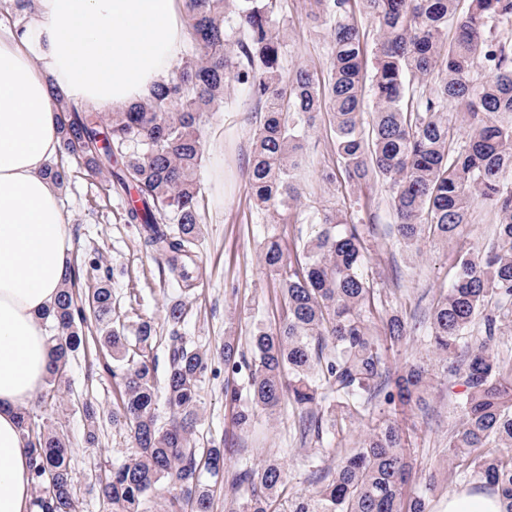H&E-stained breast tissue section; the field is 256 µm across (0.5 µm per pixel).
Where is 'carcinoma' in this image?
Segmentation results:
<instances>
[{
  "instance_id": "1",
  "label": "carcinoma",
  "mask_w": 512,
  "mask_h": 512,
  "mask_svg": "<svg viewBox=\"0 0 512 512\" xmlns=\"http://www.w3.org/2000/svg\"><path fill=\"white\" fill-rule=\"evenodd\" d=\"M192 50L181 57L150 98L111 113L101 127L92 106L55 92L63 148L93 174L106 170L109 191L130 200L122 217L139 228L152 257L191 288L205 200L198 173L205 162L202 127L234 83L254 103L252 151L246 170L255 208L277 213L298 206L296 171L317 116H328L346 181L356 190L383 182L399 243L421 253L426 242L456 246L454 279L439 291L426 319L425 354L391 376V356L411 336L409 323L388 311L364 273L368 246L360 225L334 209L317 217L318 231L284 251L277 222L260 247L266 272L278 278L284 310L278 324H253L251 362L227 336L224 368L247 373L249 405L236 426L246 430L254 410L271 415L289 402L309 409L301 437L337 435L373 409L426 412L435 377L464 387L461 424L448 438V460L497 489L501 512H512V363L496 351L512 334V41L497 37L512 25V0H308L312 19L329 27V68L318 80L298 65L285 72L281 22L284 0H183ZM378 26L372 49L353 23L357 6ZM490 71L475 83L471 72ZM61 188L63 165L44 171ZM494 211L493 237L465 247L472 208ZM100 257L68 266L57 302L43 313L52 333L47 389L19 424L30 456L40 512H73L71 443L41 415L55 396L70 355L84 343L93 319L96 342L121 368L122 403L112 423L132 433L133 452L101 481L113 512H145L166 481L191 512H211L212 493L201 469L224 472V449L214 442L198 453L192 436L199 415V383L216 355L194 347L178 331L184 305L165 309L171 326L165 403L160 426L152 343L154 321L142 318L130 344L117 322ZM453 365H448V361ZM85 444L98 441L97 411L83 408ZM498 450L482 451L489 442ZM318 488L284 497L288 471L277 458L231 474L239 491L227 512H427L411 495L405 434L390 417L340 454L333 469L313 470Z\"/></svg>"
}]
</instances>
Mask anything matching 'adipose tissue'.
I'll return each instance as SVG.
<instances>
[{"mask_svg":"<svg viewBox=\"0 0 512 512\" xmlns=\"http://www.w3.org/2000/svg\"><path fill=\"white\" fill-rule=\"evenodd\" d=\"M179 0H33L0 24V512H33L17 412L44 384L42 312L62 286L68 220L46 167L61 156L54 91L101 111L147 98L180 58Z\"/></svg>","mask_w":512,"mask_h":512,"instance_id":"adipose-tissue-1","label":"adipose tissue"}]
</instances>
